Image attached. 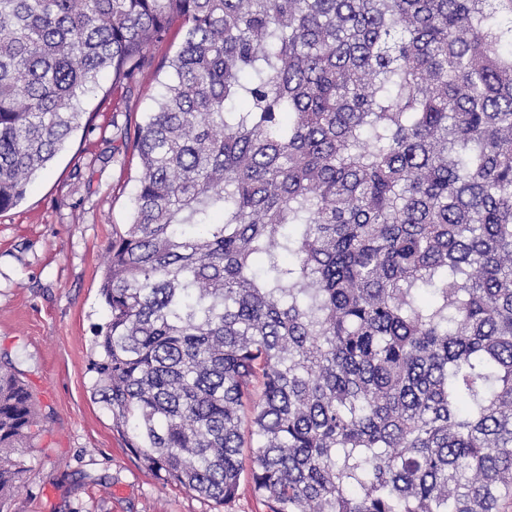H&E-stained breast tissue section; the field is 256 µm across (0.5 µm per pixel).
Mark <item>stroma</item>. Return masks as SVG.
I'll list each match as a JSON object with an SVG mask.
<instances>
[{
  "mask_svg": "<svg viewBox=\"0 0 512 512\" xmlns=\"http://www.w3.org/2000/svg\"><path fill=\"white\" fill-rule=\"evenodd\" d=\"M182 36L172 25L130 81L116 87L103 76L86 103L89 123L25 199L0 212V354L45 418L9 512H267L246 479L221 506L158 479L114 427L88 370L107 321L98 292L105 249L133 212L134 132L162 92L163 65Z\"/></svg>",
  "mask_w": 512,
  "mask_h": 512,
  "instance_id": "35a3bbf8",
  "label": "stroma"
}]
</instances>
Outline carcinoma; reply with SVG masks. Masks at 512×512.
Wrapping results in <instances>:
<instances>
[{"mask_svg": "<svg viewBox=\"0 0 512 512\" xmlns=\"http://www.w3.org/2000/svg\"><path fill=\"white\" fill-rule=\"evenodd\" d=\"M176 21L89 360L127 447L220 505L506 512L512 0H0V211ZM39 433L0 361V512Z\"/></svg>", "mask_w": 512, "mask_h": 512, "instance_id": "carcinoma-1", "label": "carcinoma"}]
</instances>
